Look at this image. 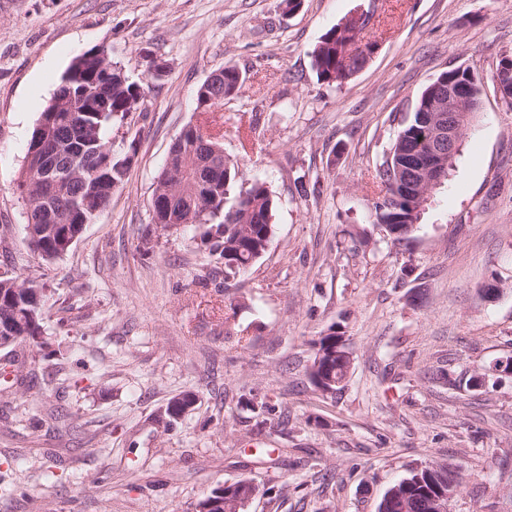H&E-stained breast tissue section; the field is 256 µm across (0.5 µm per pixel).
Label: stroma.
<instances>
[{"instance_id":"obj_1","label":"stroma","mask_w":512,"mask_h":512,"mask_svg":"<svg viewBox=\"0 0 512 512\" xmlns=\"http://www.w3.org/2000/svg\"><path fill=\"white\" fill-rule=\"evenodd\" d=\"M356 12L377 50L349 83H323L311 52ZM99 48L141 86L147 117L112 131L114 151L137 145L128 179L45 265L18 177L61 76ZM511 53L512 0H0V273L42 276L47 341L0 429V472L28 495L0 512H193L241 479L259 486L249 512H377L435 463L463 481L450 512H512V375L494 369L512 359V109L494 87ZM150 54L162 79L146 77ZM227 65L246 83L224 100V151L238 184L265 182L275 201L267 251L231 280L186 232L137 249L169 148L202 118L196 90ZM459 65L483 79L480 108L416 231L392 241L376 172L418 93ZM490 283L499 298L483 296ZM334 325L353 363L330 398L307 367ZM183 392L196 406L162 431ZM48 399L73 429L42 421ZM46 448L71 460L52 480Z\"/></svg>"}]
</instances>
